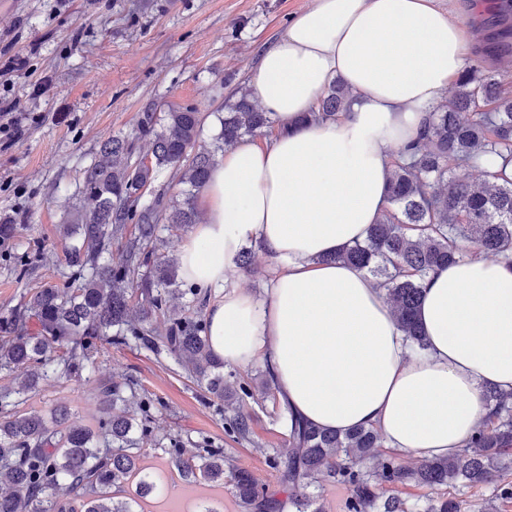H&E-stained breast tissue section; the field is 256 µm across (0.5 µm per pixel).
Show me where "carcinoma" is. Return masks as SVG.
Instances as JSON below:
<instances>
[{"label":"carcinoma","mask_w":512,"mask_h":512,"mask_svg":"<svg viewBox=\"0 0 512 512\" xmlns=\"http://www.w3.org/2000/svg\"><path fill=\"white\" fill-rule=\"evenodd\" d=\"M482 51L466 66L417 138L398 150L387 182L389 207L369 228L367 237L320 263L342 262L376 279L385 290L398 325L410 346L422 351L426 336L416 319L424 278L435 269L474 254L512 256V178L480 167L482 156L512 163V88L484 63L512 55V29L482 38ZM352 93L342 79L330 83L316 109L301 122L336 120ZM274 114L247 94L224 107L220 132L208 149L195 150L200 113L191 106L156 112L150 104L139 120L136 137L151 140V159L132 161L134 142L105 139L84 172L79 193L92 203L76 209L72 222L60 225L69 280L47 284L25 304L0 313V370L22 369L17 388L0 391V402L24 394L53 375L95 369L98 343L158 349L153 321H166L162 343L195 380L232 410L225 431L248 438L251 417L224 389V372L211 351L206 325L198 316L204 297L196 288H178L175 262L154 255L163 224H195V199L209 178L218 153L245 136L272 133ZM171 170L184 185L179 198L159 194L146 199L161 172ZM479 171L472 177L470 171ZM124 244V264L102 261L112 242ZM190 294L187 308L170 298ZM37 330L28 332V321ZM103 417L98 431L69 423V411L50 416L15 414L0 422V512H136L132 503L152 494L157 485L140 466V449L132 434L150 432L146 396L134 384L99 382ZM488 413L482 427L458 452L403 466L386 458L372 472L360 464L384 446L373 427L332 431L307 425L294 416L288 423V460L278 468L279 482L290 488L325 471L348 486V512H373L378 490L386 484L446 486L448 497L427 512H470L463 492L493 487L486 509L495 500H512V392L484 390ZM180 475L224 482V449L207 444L196 462L168 449ZM231 479L237 498L250 512H276L277 504L258 489L249 472ZM135 483V497L113 500L112 487Z\"/></svg>","instance_id":"cac0c4a2"}]
</instances>
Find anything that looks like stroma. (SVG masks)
<instances>
[{
	"label": "stroma",
	"mask_w": 512,
	"mask_h": 512,
	"mask_svg": "<svg viewBox=\"0 0 512 512\" xmlns=\"http://www.w3.org/2000/svg\"><path fill=\"white\" fill-rule=\"evenodd\" d=\"M313 0H0V99L13 102L24 125L11 142L0 133V219L14 218L15 237L0 245V312L20 307L35 288L62 279L63 245L57 227L79 204L84 171L112 135L135 137L141 111L153 102L193 106L202 117L201 143L220 126L216 114L261 52ZM24 68L4 73L9 58ZM136 139V137H135ZM150 152L136 139L135 154ZM278 264L254 253L251 273L232 272L230 286L256 299L267 296ZM225 373L249 387L241 406L252 417L248 440L230 437L225 404L205 394L166 348L101 345L94 373L62 376L0 405L12 414L49 415L64 406L72 423L97 428L96 387L107 379L134 382L152 401V434L140 442V463L157 489L144 512H245L231 483L181 479L167 452L193 455L201 442L223 449L226 467L242 468L264 492L289 504L271 461L284 458L288 427L280 402L264 394L263 363L225 364Z\"/></svg>",
	"instance_id": "1"
}]
</instances>
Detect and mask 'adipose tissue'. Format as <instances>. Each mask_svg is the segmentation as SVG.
I'll return each instance as SVG.
<instances>
[{
    "label": "adipose tissue",
    "instance_id": "ef3b65f1",
    "mask_svg": "<svg viewBox=\"0 0 512 512\" xmlns=\"http://www.w3.org/2000/svg\"><path fill=\"white\" fill-rule=\"evenodd\" d=\"M475 40L437 0H313L250 73L282 132L217 159L203 221L177 254L185 281L217 291L206 313L215 356L263 362L307 422L373 426L390 450L420 459L474 435L484 387L512 390V266L473 257L431 272L416 353L375 279L331 256L379 221L391 155L419 134ZM337 78L352 89L349 111L298 126ZM249 242L280 265L262 301L228 284Z\"/></svg>",
    "mask_w": 512,
    "mask_h": 512
}]
</instances>
